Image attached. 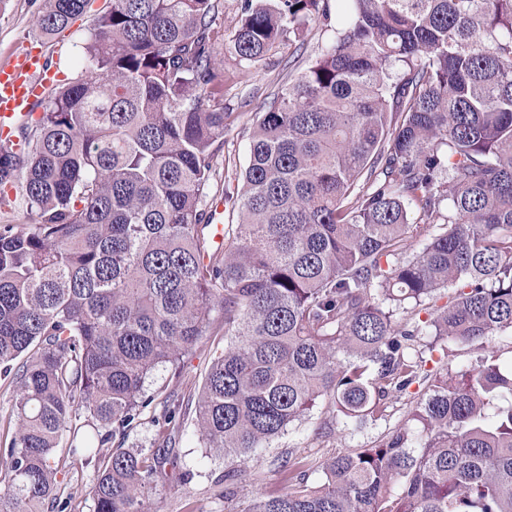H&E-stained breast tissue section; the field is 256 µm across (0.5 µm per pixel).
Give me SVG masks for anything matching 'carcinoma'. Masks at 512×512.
Wrapping results in <instances>:
<instances>
[{"label":"carcinoma","instance_id":"carcinoma-1","mask_svg":"<svg viewBox=\"0 0 512 512\" xmlns=\"http://www.w3.org/2000/svg\"><path fill=\"white\" fill-rule=\"evenodd\" d=\"M220 0H112L81 77L0 144V189L35 224H0V371L19 394L0 512H50L58 439L81 410L89 462L148 407L147 383L224 314L198 441L246 460L321 398L361 421L413 384L411 427L338 452L247 512H512V370L431 374L415 339L512 330V0H337L326 51L258 118L239 224L213 247L199 210L224 144ZM87 0H46L42 32ZM326 0H243L232 45L258 66ZM419 251L408 256L412 243ZM454 289L418 322L426 300ZM177 457L115 448L92 512H160Z\"/></svg>","mask_w":512,"mask_h":512}]
</instances>
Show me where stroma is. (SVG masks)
Returning <instances> with one entry per match:
<instances>
[{
	"label": "stroma",
	"mask_w": 512,
	"mask_h": 512,
	"mask_svg": "<svg viewBox=\"0 0 512 512\" xmlns=\"http://www.w3.org/2000/svg\"><path fill=\"white\" fill-rule=\"evenodd\" d=\"M109 0H91L89 8L53 38H46L39 25L45 0H0V65L10 62L27 45L44 42L51 49L49 66L62 70L67 78L82 72L81 58L95 17ZM336 4L329 0L327 15L302 26L267 55L259 68L239 65L230 49V40L241 16V0H221L213 25L222 33L215 46L216 71L224 84V147L213 161L210 198L202 204L211 209V200L222 192L240 190L241 173L249 159L250 132L259 112L289 82L303 73L333 41L336 32ZM224 347L223 314H212V323L201 342L183 358L179 368L160 370L149 385L155 400L125 433L114 435L96 460L84 463L72 455V432H63L56 463L58 496L64 512H92L90 487L99 467L106 464L115 448H132L149 454L169 445L178 456L177 468L168 470L157 487L161 512H245L258 497L276 494L286 485L287 472L279 460L299 459L310 465V483L322 477L321 463L339 450H355L378 445L389 432L403 427L407 415L427 388L412 385L406 393L390 395L383 412L347 423L336 417L328 401H319L311 413L274 440L269 448L253 456L234 482L230 496H223L217 481L230 462L206 456L197 438L196 402L214 351ZM492 356L503 370L512 369V333L502 332L483 339L481 346L451 343L443 362L449 371L474 363L478 354ZM183 402L175 427L165 429L156 422L170 395ZM190 481H183V471Z\"/></svg>",
	"instance_id": "35a3bbf8"
}]
</instances>
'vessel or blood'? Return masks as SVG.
<instances>
[{
    "label": "vessel or blood",
    "mask_w": 512,
    "mask_h": 512,
    "mask_svg": "<svg viewBox=\"0 0 512 512\" xmlns=\"http://www.w3.org/2000/svg\"><path fill=\"white\" fill-rule=\"evenodd\" d=\"M54 72L38 52L19 55L0 66V142H16L20 125L53 84Z\"/></svg>",
    "instance_id": "1"
}]
</instances>
